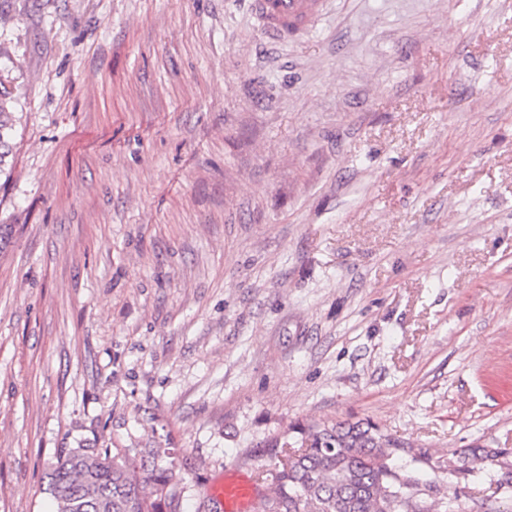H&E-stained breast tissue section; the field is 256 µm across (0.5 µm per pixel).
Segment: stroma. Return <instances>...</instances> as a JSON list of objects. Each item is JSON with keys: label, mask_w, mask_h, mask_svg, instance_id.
I'll return each instance as SVG.
<instances>
[{"label": "stroma", "mask_w": 512, "mask_h": 512, "mask_svg": "<svg viewBox=\"0 0 512 512\" xmlns=\"http://www.w3.org/2000/svg\"><path fill=\"white\" fill-rule=\"evenodd\" d=\"M0 512L170 448L182 512L309 420L512 512V0H0ZM495 451L465 469L474 447ZM324 5L325 0H250L258 26L273 41H287L308 32Z\"/></svg>", "instance_id": "35a3bbf8"}]
</instances>
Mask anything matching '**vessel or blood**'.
Returning a JSON list of instances; mask_svg holds the SVG:
<instances>
[{
	"label": "vessel or blood",
	"mask_w": 512,
	"mask_h": 512,
	"mask_svg": "<svg viewBox=\"0 0 512 512\" xmlns=\"http://www.w3.org/2000/svg\"><path fill=\"white\" fill-rule=\"evenodd\" d=\"M325 0H250V9L265 36L285 41L305 34L322 14ZM262 485L255 473L235 472L211 489L222 512H255Z\"/></svg>",
	"instance_id": "1"
}]
</instances>
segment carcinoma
<instances>
[{
    "label": "carcinoma",
    "instance_id": "obj_1",
    "mask_svg": "<svg viewBox=\"0 0 512 512\" xmlns=\"http://www.w3.org/2000/svg\"><path fill=\"white\" fill-rule=\"evenodd\" d=\"M0 102V166L13 130ZM275 437L254 461L256 512H450L448 496L418 475L408 444L369 422H311ZM56 512H180L183 477L169 448H77L57 460Z\"/></svg>",
    "mask_w": 512,
    "mask_h": 512
}]
</instances>
